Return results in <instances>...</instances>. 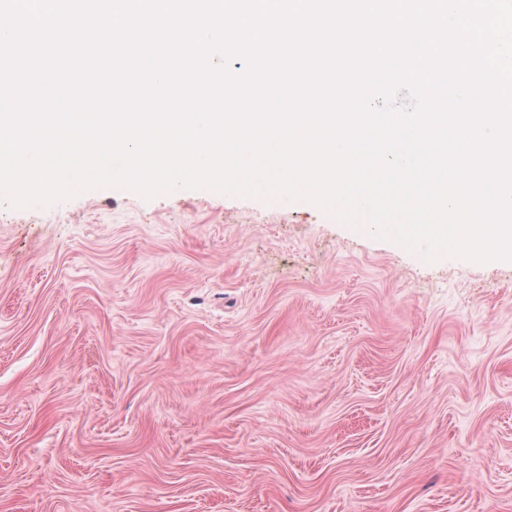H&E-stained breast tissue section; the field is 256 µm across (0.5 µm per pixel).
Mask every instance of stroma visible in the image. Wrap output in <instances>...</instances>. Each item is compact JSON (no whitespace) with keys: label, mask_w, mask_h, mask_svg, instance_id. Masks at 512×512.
<instances>
[{"label":"stroma","mask_w":512,"mask_h":512,"mask_svg":"<svg viewBox=\"0 0 512 512\" xmlns=\"http://www.w3.org/2000/svg\"><path fill=\"white\" fill-rule=\"evenodd\" d=\"M0 512H512V261L208 189L0 199Z\"/></svg>","instance_id":"35a3bbf8"}]
</instances>
